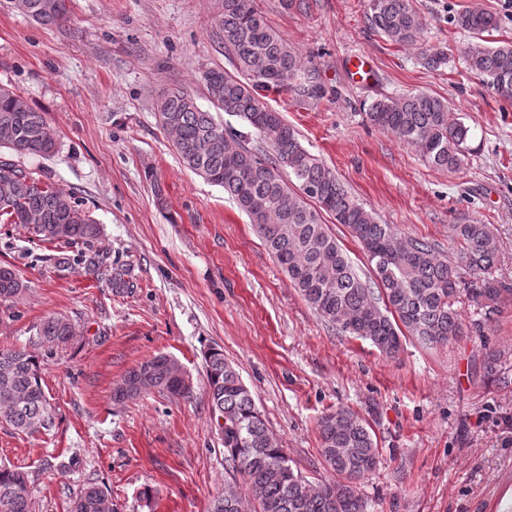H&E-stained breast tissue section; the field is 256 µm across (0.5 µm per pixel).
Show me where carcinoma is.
I'll use <instances>...</instances> for the list:
<instances>
[{
    "label": "carcinoma",
    "instance_id": "1",
    "mask_svg": "<svg viewBox=\"0 0 512 512\" xmlns=\"http://www.w3.org/2000/svg\"><path fill=\"white\" fill-rule=\"evenodd\" d=\"M14 8L48 24L68 18L67 0H13ZM367 19L390 43L418 51L422 63L437 70L448 54L426 45V24L412 0H368ZM453 22L470 41L462 49L468 72L506 99H512V44L493 46L486 35L498 29L496 17L478 8ZM235 73L211 69L203 80L211 103L240 119L260 144L248 146L244 134L224 128L180 87L156 103V118L169 135L184 167L224 193L246 214L292 286L317 315L342 335L369 340L394 357L410 336L433 348L464 335L458 304L467 299L494 313L511 293L492 278L498 242L487 224H450V256L423 238L403 237L391 224L358 203L336 176L306 149L279 112L265 102L270 93L290 92L300 101L326 96L325 85L306 67L268 23L253 0H223L215 22ZM369 122L420 148L430 167L459 170L469 154V127L451 111L448 100L417 92L374 99ZM57 133L44 113L34 110L14 89L0 86V150L53 154ZM333 215L361 244L373 273L363 279L347 253L323 223ZM0 223L22 224L46 243L82 244L77 264L88 274L109 272L108 287H130L128 269L107 264V252L95 247L100 225L75 195L35 176L12 160H0ZM472 274L469 280L461 270ZM24 291L16 270L0 265V301ZM74 336L71 321L49 316L34 327L30 343L53 349ZM41 364L23 348H0V422L18 434L48 431L53 412L42 388ZM206 394L216 417H224V469L233 483L213 500L211 512H245L238 480L248 486L255 512H366L357 481L379 462L369 424L338 408L318 421L321 455L337 479L313 483L293 465L282 468L287 452L268 432L252 391L221 349L205 353ZM484 377L502 388L512 386V358L487 349ZM192 382L178 362L154 355L131 368L113 389L126 401L157 393L169 398L192 394ZM28 474L0 465V512H31ZM70 512H112L108 488L84 484Z\"/></svg>",
    "mask_w": 512,
    "mask_h": 512
}]
</instances>
